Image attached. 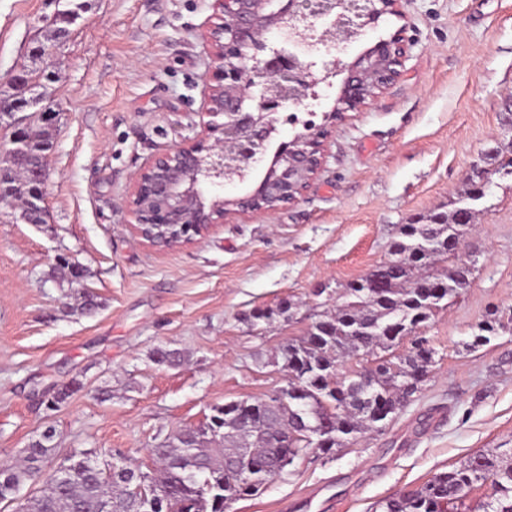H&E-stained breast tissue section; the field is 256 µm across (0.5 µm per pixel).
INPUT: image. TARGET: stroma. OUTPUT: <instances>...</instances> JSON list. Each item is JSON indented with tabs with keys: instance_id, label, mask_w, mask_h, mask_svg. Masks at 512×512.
I'll use <instances>...</instances> for the list:
<instances>
[{
	"instance_id": "35a3bbf8",
	"label": "stroma",
	"mask_w": 512,
	"mask_h": 512,
	"mask_svg": "<svg viewBox=\"0 0 512 512\" xmlns=\"http://www.w3.org/2000/svg\"><path fill=\"white\" fill-rule=\"evenodd\" d=\"M81 3L67 42L40 54L63 0H0V98L16 72L42 73L54 114L45 223L0 200V463L50 429L45 471L91 451L153 473L151 450L172 433L287 386L281 349L388 258L402 225L450 210L488 150L512 155V0H403L330 48L326 61L349 63L396 31L407 40L401 77L337 123L299 202L165 251L120 204L151 156L201 132L213 0ZM475 207L457 258L434 265L473 271L418 330L435 355L412 402L385 431L308 453L228 512H373L477 451L512 449V328L470 346L489 314L512 316V174L491 175ZM259 308L272 316L254 319ZM160 348L181 364H158Z\"/></svg>"
}]
</instances>
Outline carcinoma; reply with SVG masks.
Returning <instances> with one entry per match:
<instances>
[{"mask_svg":"<svg viewBox=\"0 0 512 512\" xmlns=\"http://www.w3.org/2000/svg\"><path fill=\"white\" fill-rule=\"evenodd\" d=\"M52 134L44 126L25 132L21 147L37 164ZM485 195L480 184L471 183L458 205L435 214L432 223L405 224L400 239L390 247L394 267L380 264L367 276L349 285L336 314L316 321L307 332L288 343L281 358L288 368V400L285 408L265 404L246 427L236 415L222 409L209 430L182 429L152 453L160 464V478L116 461L102 468L85 453L70 458L67 471L48 481L41 494L28 497L19 512H224V503L256 494L276 477L270 469L276 456L294 461L318 451L339 452L368 430L381 431L389 425L410 398L419 391L417 374L426 373L433 351L414 341L398 361L378 358L374 376L361 382V375L337 377V367L349 358L368 356L392 349L415 333L445 300L460 294L462 267L445 276L424 275L431 261L445 259V245L459 243L468 231L476 210L470 202ZM470 347L491 342L497 329L482 321ZM315 427L313 440L282 436L297 429L298 419ZM52 430L27 448L22 467L0 464V498L21 490L24 482L41 472L51 454ZM245 445L251 452L253 469L241 479L224 470V458ZM139 483L158 490L157 507L138 502L132 490ZM379 512H512V464L492 450L470 456L446 472L434 474L422 487L378 504Z\"/></svg>","mask_w":512,"mask_h":512,"instance_id":"carcinoma-1","label":"carcinoma"}]
</instances>
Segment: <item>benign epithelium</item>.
<instances>
[{"mask_svg":"<svg viewBox=\"0 0 512 512\" xmlns=\"http://www.w3.org/2000/svg\"><path fill=\"white\" fill-rule=\"evenodd\" d=\"M401 2L214 0L217 22L203 34L212 57L202 107L209 120L196 140L154 154L138 171L124 202L130 228L152 247L168 250L197 242L230 216H271L298 202L323 164L324 144L337 119L399 78L407 50L399 29L360 54L343 68L336 105L323 122L305 121V135L275 147L276 124L298 122L288 106L313 115L319 89L333 86L336 68L320 57V47L332 40L326 16L337 7L354 12L352 20L336 14L348 44L382 15L400 13ZM272 30L279 36L275 42L266 38ZM385 66L389 71L378 91L365 93L367 81ZM47 176V159L37 169L10 148L0 152V188L12 177L28 185L42 216ZM227 184L247 190L226 197ZM225 468L244 473L248 449L226 458Z\"/></svg>","mask_w":512,"mask_h":512,"instance_id":"7a95c632","label":"benign epithelium"}]
</instances>
